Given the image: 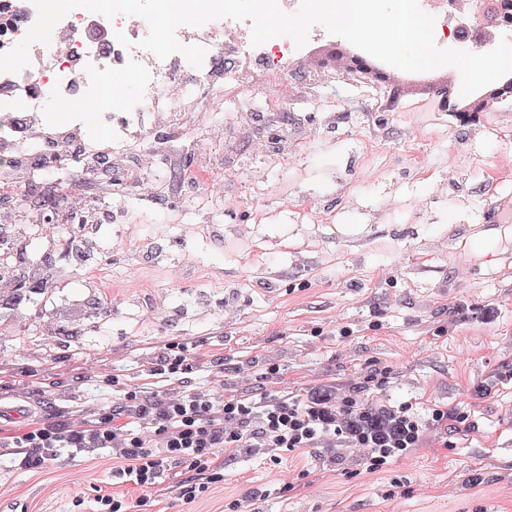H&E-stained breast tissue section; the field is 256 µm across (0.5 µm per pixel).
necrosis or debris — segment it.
Instances as JSON below:
<instances>
[{
  "label": "necrosis or debris",
  "instance_id": "necrosis-or-debris-1",
  "mask_svg": "<svg viewBox=\"0 0 512 512\" xmlns=\"http://www.w3.org/2000/svg\"><path fill=\"white\" fill-rule=\"evenodd\" d=\"M484 0H419L421 9L434 16V38L438 47L476 36L475 19ZM37 12L31 0H0V53L11 50L35 22ZM147 22L138 16L101 15L76 9L54 28L51 45L39 43L29 48L31 64L19 73L0 72V162L24 167L28 156L67 151L66 160L51 167V175L72 176L92 171L98 153L120 155L135 151L139 166L152 174L143 194L164 187L172 176L165 169L160 152L142 144L153 131L173 132L175 113L194 107L201 100L215 99L224 86L225 73H234L240 85L253 84L258 77L272 80L281 97L293 90L298 71L306 69L319 47L346 48L358 55L355 46L329 34L323 26H313L304 46H296L290 37H282L261 46H252L250 25L230 19L210 21L200 27L182 26L177 30L180 42L205 48L201 67H193L181 54L158 59L137 48V41L148 34ZM124 34L133 41L125 48L116 39ZM122 72L132 75L135 84L120 89V118L106 113L89 118L73 113L63 122L49 121L54 104L71 99L97 105L103 97L102 77ZM24 110H17V102ZM101 201L90 208L86 198L67 193L64 209L70 223L58 218H36L20 204L19 198L0 204V225H30L35 235L58 252H70L74 236L95 239L100 225L123 224L125 212L110 207L112 182L98 184Z\"/></svg>",
  "mask_w": 512,
  "mask_h": 512
}]
</instances>
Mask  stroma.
Here are the masks:
<instances>
[{
    "label": "stroma",
    "instance_id": "obj_1",
    "mask_svg": "<svg viewBox=\"0 0 512 512\" xmlns=\"http://www.w3.org/2000/svg\"><path fill=\"white\" fill-rule=\"evenodd\" d=\"M295 85L283 104L272 84L228 86L220 144L203 138L208 102L189 111L168 149L223 176L224 198L201 210L175 184L168 204L114 194L137 235L124 251L87 254L108 287L72 281L66 258L51 299L35 280L0 295V442L33 423L80 425L99 405L95 376L133 388L175 340L202 366L204 390L303 399L332 386L343 396L377 368L389 379L367 394L373 406L409 401L424 415L440 405L468 413L474 431L448 450L427 431L374 474L357 473L361 449L340 444L278 464L241 448L225 456L223 481L192 500L176 491L193 476L181 465L145 492L119 477L108 449L36 469L5 453L0 512H97L101 495L127 512H230L237 499L246 512H512V211L500 207L512 198L501 173L512 166V104L464 124L414 103L383 111L382 90L350 78L324 88L300 74ZM243 111L272 152L301 155L280 165L248 152L234 132ZM284 194L295 209L281 208ZM387 194L401 206L382 214ZM189 222L208 235L183 238ZM270 363L280 378H264ZM295 475L297 491L266 496Z\"/></svg>",
    "mask_w": 512,
    "mask_h": 512
}]
</instances>
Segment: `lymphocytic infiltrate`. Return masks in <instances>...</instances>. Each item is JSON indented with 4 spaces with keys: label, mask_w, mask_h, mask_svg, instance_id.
<instances>
[{
    "label": "lymphocytic infiltrate",
    "mask_w": 512,
    "mask_h": 512,
    "mask_svg": "<svg viewBox=\"0 0 512 512\" xmlns=\"http://www.w3.org/2000/svg\"><path fill=\"white\" fill-rule=\"evenodd\" d=\"M197 370L187 345L169 342L164 354L148 366L142 386L122 398L112 396L115 377L100 381L101 405L85 427L43 423L27 428L16 441L23 450L21 465L38 468L65 454L112 448L125 463V475L145 490L153 488L171 464L194 470L200 482L183 485L181 491L182 497L192 499L207 485L223 481L224 463L218 455L222 449L264 448L275 462L281 452L318 448L340 439L347 447L366 449L363 469L373 474L419 448L427 430L445 434L473 428L468 415L436 406L422 419L404 403L390 411L401 424L399 436L379 442L351 431L353 421L379 415L353 397L315 392L303 400L283 396L258 401L206 393L188 386ZM176 384L183 385V392L170 394Z\"/></svg>",
    "instance_id": "1"
}]
</instances>
